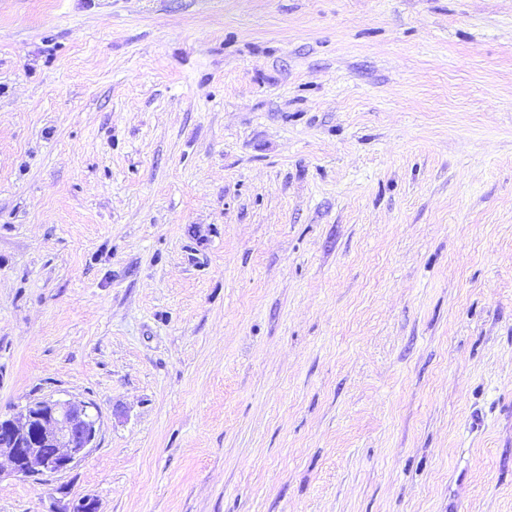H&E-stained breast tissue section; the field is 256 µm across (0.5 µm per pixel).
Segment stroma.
<instances>
[{
	"instance_id": "1",
	"label": "stroma",
	"mask_w": 512,
	"mask_h": 512,
	"mask_svg": "<svg viewBox=\"0 0 512 512\" xmlns=\"http://www.w3.org/2000/svg\"><path fill=\"white\" fill-rule=\"evenodd\" d=\"M0 512H512V0H0ZM98 423L99 412L91 402L54 397L30 401L16 415L0 417V455L8 456L16 476L40 484L44 476L72 469L95 447Z\"/></svg>"
}]
</instances>
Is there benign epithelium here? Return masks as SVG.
Segmentation results:
<instances>
[{
    "label": "benign epithelium",
    "instance_id": "7a95c632",
    "mask_svg": "<svg viewBox=\"0 0 512 512\" xmlns=\"http://www.w3.org/2000/svg\"><path fill=\"white\" fill-rule=\"evenodd\" d=\"M92 409V403L74 398L31 401L17 414L0 417V454L8 456L16 476L34 483L64 473L95 447L99 414ZM57 512H98V506L83 498Z\"/></svg>",
    "mask_w": 512,
    "mask_h": 512
}]
</instances>
